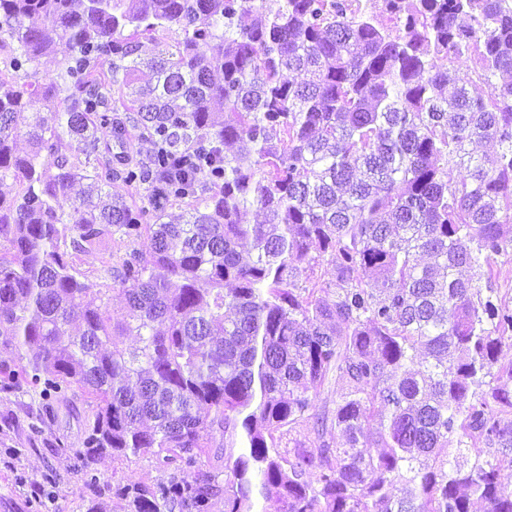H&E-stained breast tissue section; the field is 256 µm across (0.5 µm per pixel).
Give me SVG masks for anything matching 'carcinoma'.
Wrapping results in <instances>:
<instances>
[{"label":"carcinoma","instance_id":"carcinoma-1","mask_svg":"<svg viewBox=\"0 0 512 512\" xmlns=\"http://www.w3.org/2000/svg\"><path fill=\"white\" fill-rule=\"evenodd\" d=\"M277 2L0 0V393L42 419L81 391L91 478L106 454L171 467L86 512H512V297L492 288L512 250V0H384L383 19ZM61 41L62 88L29 71ZM464 55L483 96L450 67ZM107 126L155 145L123 194ZM148 188L182 223L138 203ZM116 235L120 319L77 267ZM308 417L311 446L281 450ZM206 428L241 433L223 479L199 467ZM470 446L486 456L452 464Z\"/></svg>","mask_w":512,"mask_h":512}]
</instances>
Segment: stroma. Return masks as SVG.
I'll list each match as a JSON object with an SVG mask.
<instances>
[{"label":"stroma","instance_id":"stroma-1","mask_svg":"<svg viewBox=\"0 0 512 512\" xmlns=\"http://www.w3.org/2000/svg\"><path fill=\"white\" fill-rule=\"evenodd\" d=\"M94 409L82 397L37 422L29 395L0 393V512H86L88 500L118 484H153L168 472L155 460L101 458L88 483L74 450Z\"/></svg>","mask_w":512,"mask_h":512}]
</instances>
